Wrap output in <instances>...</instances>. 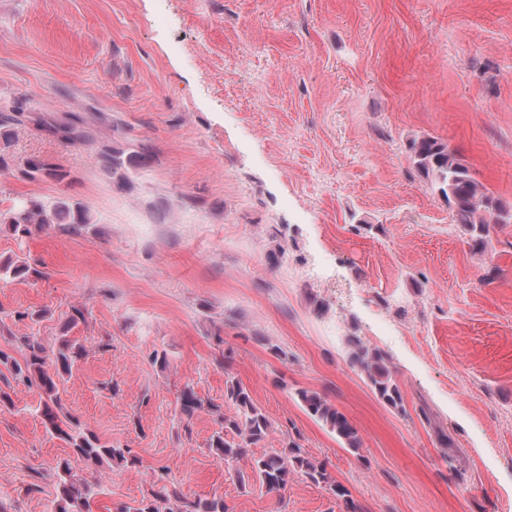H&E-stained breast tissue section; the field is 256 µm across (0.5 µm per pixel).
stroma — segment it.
Instances as JSON below:
<instances>
[{
  "mask_svg": "<svg viewBox=\"0 0 512 512\" xmlns=\"http://www.w3.org/2000/svg\"><path fill=\"white\" fill-rule=\"evenodd\" d=\"M15 106L76 115L90 137L18 127L0 212L72 197L93 222L23 239L0 224V261L41 272L0 278V349L84 346L64 410L142 464L87 470L0 365V512H50L64 458L94 512L160 475L230 512H346L299 475L279 494L239 482L248 462L208 446L218 415L180 421L184 385L220 405L231 377L272 423L253 454L300 432L358 512H512V223L473 253L408 152L437 137L512 204V0H0V109ZM105 143L152 160L118 183ZM30 156L68 179L22 178ZM78 305L86 322L66 327ZM350 336L386 353L405 414L351 367ZM300 388L347 416L359 450ZM296 396L307 414L329 428L344 448L359 450L361 439L357 429L324 395L307 389H299Z\"/></svg>",
  "mask_w": 512,
  "mask_h": 512,
  "instance_id": "obj_1",
  "label": "stroma"
}]
</instances>
